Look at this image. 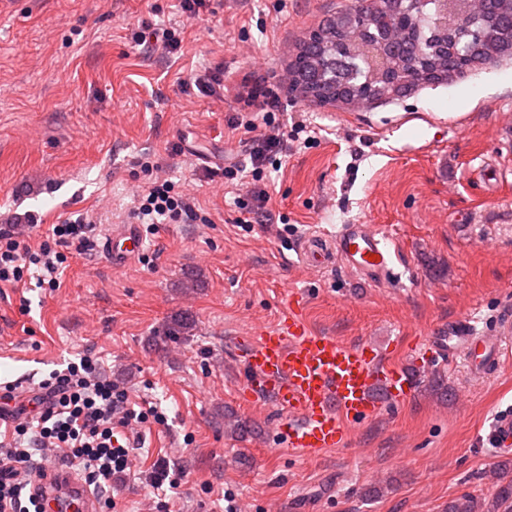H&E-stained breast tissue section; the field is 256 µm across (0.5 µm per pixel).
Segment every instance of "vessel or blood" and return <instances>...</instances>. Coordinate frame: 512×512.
Instances as JSON below:
<instances>
[{
  "label": "vessel or blood",
  "instance_id": "b4317fda",
  "mask_svg": "<svg viewBox=\"0 0 512 512\" xmlns=\"http://www.w3.org/2000/svg\"><path fill=\"white\" fill-rule=\"evenodd\" d=\"M113 265L132 263L145 249L139 225L115 224L104 234ZM303 262L314 267L342 263L363 279L390 277L395 259L372 224H348L335 240L305 239ZM301 293H290L288 311L271 330L244 337L241 352L246 372L244 391L250 401L269 397L278 417L273 427L276 446L314 459L342 446L352 432L384 409L402 404L414 392L412 377L386 362L368 342L346 345L307 325ZM426 346L466 356L475 374L498 368L512 346L476 335L467 318L448 324L444 336H429ZM503 455L512 453V413L499 414L489 434ZM30 493L40 512H100L96 495L70 469L55 466L32 479Z\"/></svg>",
  "mask_w": 512,
  "mask_h": 512
}]
</instances>
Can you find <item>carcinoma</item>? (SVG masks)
Masks as SVG:
<instances>
[{
  "label": "carcinoma",
  "instance_id": "cac0c4a2",
  "mask_svg": "<svg viewBox=\"0 0 512 512\" xmlns=\"http://www.w3.org/2000/svg\"><path fill=\"white\" fill-rule=\"evenodd\" d=\"M362 21L369 48L351 47L347 32ZM398 21L402 38L385 40ZM464 19L445 18L432 0H361L309 31L290 64L292 89L308 102L337 105L351 97L381 101L413 87L460 76L475 62L493 60L492 50L512 41V2L490 0L480 37L464 43ZM468 45L466 54L460 48ZM484 504L469 494L448 502V512H480Z\"/></svg>",
  "mask_w": 512,
  "mask_h": 512
}]
</instances>
